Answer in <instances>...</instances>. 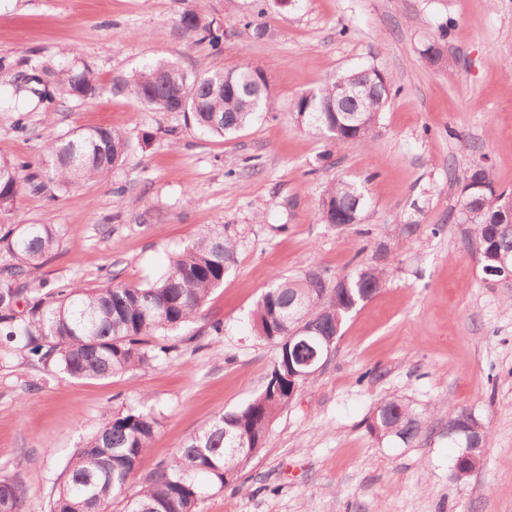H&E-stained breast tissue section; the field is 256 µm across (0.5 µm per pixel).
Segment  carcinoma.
Instances as JSON below:
<instances>
[{
    "label": "carcinoma",
    "instance_id": "carcinoma-1",
    "mask_svg": "<svg viewBox=\"0 0 512 512\" xmlns=\"http://www.w3.org/2000/svg\"><path fill=\"white\" fill-rule=\"evenodd\" d=\"M265 8L246 18L254 35L268 34L262 21ZM198 41L217 48L224 31L202 14L201 0H192L179 19ZM356 89L357 98L340 114L331 112L341 85ZM58 87L66 99L95 94V77L87 70L60 69ZM141 104L192 115L199 130L215 138L234 136L250 127L264 112L274 110L262 73L248 65L189 74L172 62L145 65L131 80L116 85ZM399 92L388 74L365 67L337 75L322 86L301 93L292 112L316 135L342 147L365 145L392 95ZM131 151L127 137L104 127L81 128L48 139L45 176L59 191L94 181L124 162ZM29 162L0 156V213L8 212L24 184L39 185L23 172ZM489 167L475 164L462 179L456 223L475 247L481 267L499 266L512 257V222L501 216V197ZM365 201L361 188L347 181L326 187L318 205L319 220L331 227L342 217L362 221ZM60 230L51 224H14L0 236V355L27 357L74 379H97L145 366L175 349V336L201 314L212 291L234 262V245L224 225L214 224L172 257L167 272L147 285L115 284L88 288L70 281L53 288L33 278L54 250ZM395 244L375 250L372 261L345 275L349 287L330 285L324 271L311 268L265 290L252 313L254 335L281 345L289 333L306 325L313 335L330 338L356 306L381 288ZM288 350H279L264 389L243 408L214 416L185 440L170 461L142 477L138 493L126 499L124 512H197L206 494L224 488V474L240 469L254 452L241 447L250 441L262 446L271 422L293 400L288 378ZM476 420L464 407L448 409V435L464 446L487 447L489 434L481 427L476 441L469 422ZM159 428L154 406L141 400L112 415L68 460L67 480L50 504V512H110L112 501L124 494L149 443ZM373 436L411 441L419 420L408 405L391 399L381 403L367 422ZM483 457L458 454L455 473L464 479L479 469ZM21 487L0 478V512H25Z\"/></svg>",
    "mask_w": 512,
    "mask_h": 512
}]
</instances>
